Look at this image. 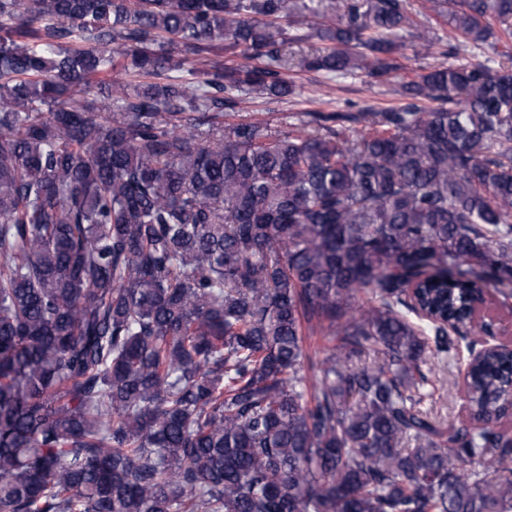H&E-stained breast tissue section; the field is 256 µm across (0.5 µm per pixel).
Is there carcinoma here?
I'll return each mask as SVG.
<instances>
[{"label":"carcinoma","mask_w":512,"mask_h":512,"mask_svg":"<svg viewBox=\"0 0 512 512\" xmlns=\"http://www.w3.org/2000/svg\"><path fill=\"white\" fill-rule=\"evenodd\" d=\"M303 9L0 0V512H512V352L466 363L468 425L424 391L512 281V54L239 117L434 44L407 0ZM432 9L512 33V0ZM301 86V93L285 102L254 99L243 104L242 117L269 120L274 127L295 121L286 116L312 110H332L347 102L371 104L379 108L396 107L402 99L393 92V83L380 84L365 76L336 77L329 74L290 73Z\"/></svg>","instance_id":"1"}]
</instances>
